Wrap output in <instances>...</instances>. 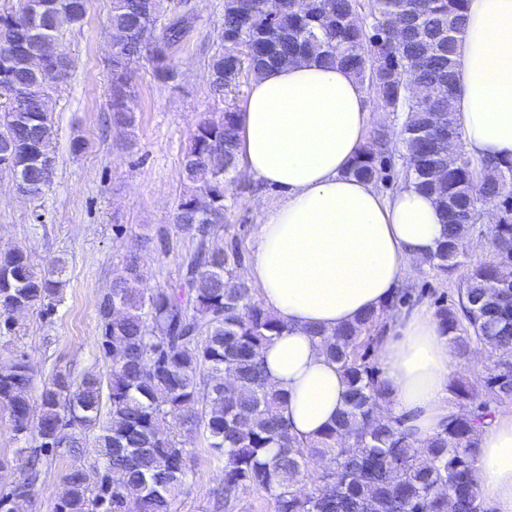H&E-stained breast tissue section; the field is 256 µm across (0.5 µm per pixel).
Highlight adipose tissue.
Listing matches in <instances>:
<instances>
[{
	"instance_id": "1",
	"label": "adipose tissue",
	"mask_w": 512,
	"mask_h": 512,
	"mask_svg": "<svg viewBox=\"0 0 512 512\" xmlns=\"http://www.w3.org/2000/svg\"><path fill=\"white\" fill-rule=\"evenodd\" d=\"M459 38V98L451 119L473 158L512 162V0H468ZM367 92L339 66L306 60L266 69L241 108L243 172L283 201L259 224L248 278L286 324L262 352L294 433L318 438L343 405L344 376L310 327L333 332L386 305L414 262L436 252L444 216L408 184L382 196L350 175L366 141ZM378 345L385 415L416 442L454 414L448 331L427 306L390 314ZM481 499L512 512V413L479 435Z\"/></svg>"
}]
</instances>
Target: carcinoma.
Here are the masks:
<instances>
[{
    "mask_svg": "<svg viewBox=\"0 0 512 512\" xmlns=\"http://www.w3.org/2000/svg\"><path fill=\"white\" fill-rule=\"evenodd\" d=\"M467 0H282L271 19L262 0H224V38L209 70L224 71L214 92L229 95L242 78L274 64L314 58L352 71L393 113L401 128L404 179L434 196L448 226L445 240L426 263L438 274L465 269L457 303L438 310L449 341L460 355L485 351L489 364L480 382L449 384L461 407L422 445L397 420L380 416L385 401L380 370L368 359L384 331L383 312L319 337L326 357L344 374L343 409L319 438L302 440L280 412L285 396L269 382L262 349L285 324L254 298L234 268L241 258L214 245L224 223L225 200L238 167L240 113L229 104L196 123L181 167L184 190L173 226L191 242L182 283L146 288L140 255L127 252L98 306L101 345L112 355L105 376L79 378L58 371L42 386L38 409L29 391L32 369L25 355L0 359V407L7 410L20 452H29L26 476L0 497V509L26 499L41 476L38 451L73 458L61 485L56 512H172L190 486L188 445L203 439L224 463L222 492L213 512H235L247 489L270 496L271 512H492L479 497L473 473L480 428L497 407L512 401V284L499 279L512 256V163L494 164L496 181L480 179L486 165L463 149L459 130L441 126L439 115L458 95L455 55ZM89 0H17L0 11V173L36 183L40 165L55 162L49 90L62 76L48 62L39 69L12 59L25 32L41 29L58 39L85 18ZM367 24L349 23L355 10ZM186 9L168 13L165 0H112L109 109L112 122L133 125L134 66L149 52L155 77L177 80L171 49L192 26ZM436 82L442 94H410L407 79ZM456 139V163L436 181L430 169L444 164L441 139ZM378 143L365 145L351 174L379 179ZM492 204L493 255L465 262L464 239ZM66 262L43 270L22 249L0 252V319L12 331L13 309L60 301ZM97 456L82 458L88 442ZM273 454H268L271 447Z\"/></svg>",
    "mask_w": 512,
    "mask_h": 512,
    "instance_id": "1",
    "label": "carcinoma"
}]
</instances>
